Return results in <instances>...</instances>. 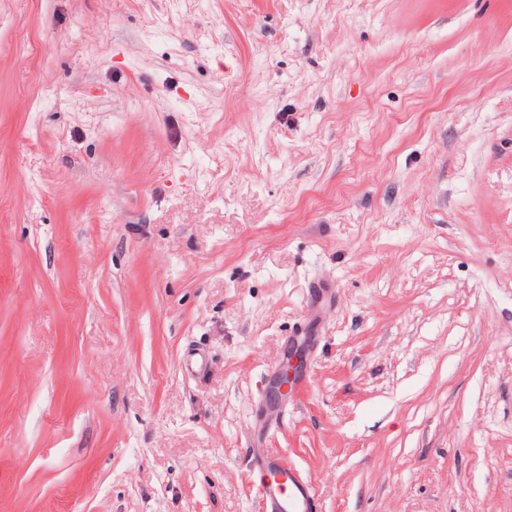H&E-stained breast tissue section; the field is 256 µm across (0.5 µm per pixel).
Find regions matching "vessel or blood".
I'll list each match as a JSON object with an SVG mask.
<instances>
[{"instance_id":"b4317fda","label":"vessel or blood","mask_w":512,"mask_h":512,"mask_svg":"<svg viewBox=\"0 0 512 512\" xmlns=\"http://www.w3.org/2000/svg\"><path fill=\"white\" fill-rule=\"evenodd\" d=\"M251 459L259 474L254 489L263 512H319L315 486L299 469L266 451H252Z\"/></svg>"}]
</instances>
